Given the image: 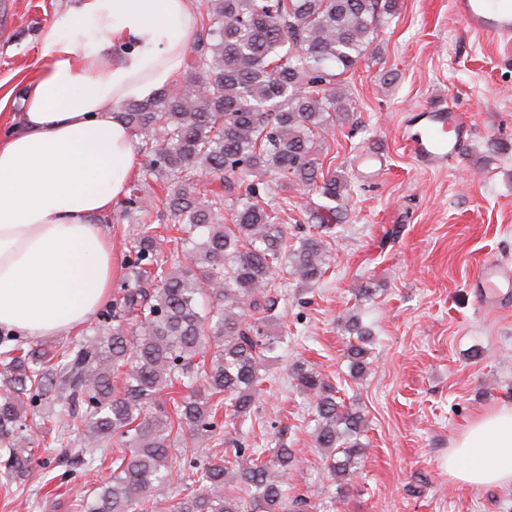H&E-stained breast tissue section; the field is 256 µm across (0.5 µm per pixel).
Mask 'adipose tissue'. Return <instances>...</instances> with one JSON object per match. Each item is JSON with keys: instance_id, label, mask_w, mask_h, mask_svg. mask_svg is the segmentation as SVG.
I'll list each match as a JSON object with an SVG mask.
<instances>
[{"instance_id": "obj_1", "label": "adipose tissue", "mask_w": 512, "mask_h": 512, "mask_svg": "<svg viewBox=\"0 0 512 512\" xmlns=\"http://www.w3.org/2000/svg\"><path fill=\"white\" fill-rule=\"evenodd\" d=\"M200 0H76L39 43L42 68L0 137V329L59 336L109 299L103 225L140 161L119 108L171 85ZM450 479L512 487V405L468 424L448 452Z\"/></svg>"}]
</instances>
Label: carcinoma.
Segmentation results:
<instances>
[{
  "instance_id": "obj_1",
  "label": "carcinoma",
  "mask_w": 512,
  "mask_h": 512,
  "mask_svg": "<svg viewBox=\"0 0 512 512\" xmlns=\"http://www.w3.org/2000/svg\"><path fill=\"white\" fill-rule=\"evenodd\" d=\"M396 0H206L201 29L186 62L189 74L151 99L121 107L140 140L159 197L135 183L122 211L139 224L127 288L112 307L106 331L42 346L0 334V474L5 486L29 477L34 446L22 447L28 419L37 416L60 448L81 435L86 470L112 458V482L91 493L68 491L69 512H135L154 484L176 483L173 512H306L307 496H288L284 478L300 449L282 443L245 456L241 447L211 454L215 418L224 405L230 420L246 422L256 410L272 359L291 330L278 312L275 274L292 269L312 282L327 272L332 202L347 180L324 171L315 137L335 130L333 114L346 112L337 85L354 71ZM207 173L243 176L235 201L198 179ZM297 183L327 200L311 213L317 232L288 250L284 208L269 203L272 187ZM232 211L224 221V210ZM166 217L180 235L163 237ZM181 252L182 263L171 254ZM347 358L359 378L369 365L370 332L348 318ZM211 353L209 369L198 358ZM296 387L314 400V436L325 450L336 490L344 495L367 451L365 418L338 397L336 386L302 361ZM121 378L117 389L113 379ZM202 384L176 402L173 416L150 404L180 384ZM188 434L189 468L172 469L170 435ZM54 479L69 484L68 453Z\"/></svg>"
}]
</instances>
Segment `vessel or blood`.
<instances>
[{"label": "vessel or blood", "mask_w": 512, "mask_h": 512, "mask_svg": "<svg viewBox=\"0 0 512 512\" xmlns=\"http://www.w3.org/2000/svg\"><path fill=\"white\" fill-rule=\"evenodd\" d=\"M454 10L466 29L495 43H512V0H454ZM472 126L470 114L445 105L426 106L416 115L409 137L412 155L432 169H444L457 158ZM489 294L499 282L512 280V268L488 260L478 270Z\"/></svg>", "instance_id": "b4317fda"}]
</instances>
